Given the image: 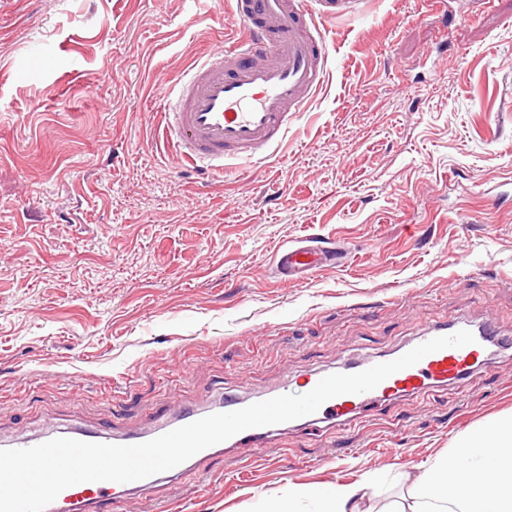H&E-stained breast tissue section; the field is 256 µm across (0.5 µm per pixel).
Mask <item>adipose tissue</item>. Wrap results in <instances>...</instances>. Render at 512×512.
Returning <instances> with one entry per match:
<instances>
[{
	"label": "adipose tissue",
	"mask_w": 512,
	"mask_h": 512,
	"mask_svg": "<svg viewBox=\"0 0 512 512\" xmlns=\"http://www.w3.org/2000/svg\"><path fill=\"white\" fill-rule=\"evenodd\" d=\"M371 488L367 481L311 487L269 500L265 512H298L304 499L318 502L319 512H361ZM390 512H512V415L465 434L413 477L408 498Z\"/></svg>",
	"instance_id": "1"
}]
</instances>
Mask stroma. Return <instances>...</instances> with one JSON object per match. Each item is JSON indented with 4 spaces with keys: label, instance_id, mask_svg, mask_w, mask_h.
Here are the masks:
<instances>
[{
    "label": "stroma",
    "instance_id": "stroma-1",
    "mask_svg": "<svg viewBox=\"0 0 512 512\" xmlns=\"http://www.w3.org/2000/svg\"><path fill=\"white\" fill-rule=\"evenodd\" d=\"M329 76L268 160L201 186L158 103L236 38L230 0H0V439L48 422L151 428L492 320L489 368L351 425L291 430L130 496L125 512H263L382 477L363 506L512 412V0H362L323 21ZM313 238L344 266L279 281Z\"/></svg>",
    "mask_w": 512,
    "mask_h": 512
}]
</instances>
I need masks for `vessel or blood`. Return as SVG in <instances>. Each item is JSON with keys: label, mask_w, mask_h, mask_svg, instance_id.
Masks as SVG:
<instances>
[{"label": "vessel or blood", "mask_w": 512, "mask_h": 512, "mask_svg": "<svg viewBox=\"0 0 512 512\" xmlns=\"http://www.w3.org/2000/svg\"><path fill=\"white\" fill-rule=\"evenodd\" d=\"M233 2L239 38L228 47L210 50L189 77L164 93L159 108L166 147L180 160L185 172L204 184L225 161L261 162L282 144L289 123L308 111L326 82L330 44L321 30L322 21L342 13H356L360 0ZM344 259L341 248L301 240L277 253L275 269L281 281L302 282L315 270L341 266ZM461 330L470 331L474 343L428 354L371 391L336 396L314 414L304 416L303 424L342 426L372 402L412 396L466 379L487 361V345L497 335L492 322H438L423 328L414 342L419 345ZM246 405V400L236 396L220 401L214 409L186 405L180 408L177 420L148 432L122 435L113 433L108 426H52L39 433L35 441L40 444L66 437L95 443L139 444L211 415L212 411L230 412ZM280 430L277 424L244 430L163 474L139 481L123 485L111 481L84 482L70 486L46 512H116L121 506L116 498L118 491H140L186 472L206 474L209 462L219 452L233 449L246 440L272 437Z\"/></svg>", "instance_id": "vessel-or-blood-1"}]
</instances>
